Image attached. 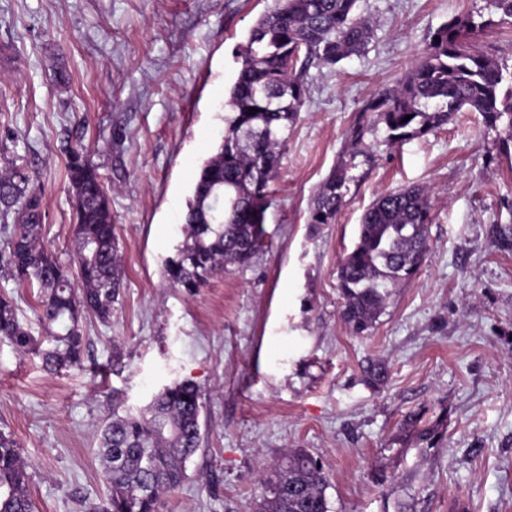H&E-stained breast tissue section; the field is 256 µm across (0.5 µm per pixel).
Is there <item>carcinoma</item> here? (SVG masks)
<instances>
[{
    "mask_svg": "<svg viewBox=\"0 0 512 512\" xmlns=\"http://www.w3.org/2000/svg\"><path fill=\"white\" fill-rule=\"evenodd\" d=\"M358 9L359 0H276L257 19L238 51L240 67L229 90L232 115L224 118V134L200 166L186 202L185 240L166 265L172 286L192 292L225 265L243 264L264 247L269 181L281 165L284 131L307 100L296 67L333 70L360 55L371 26ZM492 24L471 15L448 17L397 85L363 103L349 131L352 157L366 155L365 137L379 123L389 143L401 144L465 111L501 129L499 148L512 155V67L471 48L473 36ZM252 107L257 112L250 113ZM67 154L76 280L39 242L43 196L30 187L28 169L13 162L0 171V220L12 223L0 272L40 288L38 319L46 332L41 340L33 336L18 320L12 299L1 295L0 338L24 355H40L50 373L82 365V319L110 323L123 288L109 190L82 146H68ZM357 180L345 168L332 171L308 223H334L347 203L349 182ZM430 211L428 190L413 186L382 194L364 212L337 272L342 318L355 333L373 326L389 289L422 263ZM202 408L198 386L186 380L165 387L139 412L112 413L99 442L108 492L90 512H162L164 496L184 481L187 461L198 449ZM264 486L258 512H330L325 473L301 449L284 454ZM0 512H34L17 442L2 431Z\"/></svg>",
    "mask_w": 512,
    "mask_h": 512,
    "instance_id": "cac0c4a2",
    "label": "carcinoma"
}]
</instances>
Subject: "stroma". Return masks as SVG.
<instances>
[{
  "mask_svg": "<svg viewBox=\"0 0 512 512\" xmlns=\"http://www.w3.org/2000/svg\"><path fill=\"white\" fill-rule=\"evenodd\" d=\"M274 0H0V168L21 158L44 198L40 242L76 268L66 146L82 143L110 192L123 267L111 324L88 317L83 368L46 373L0 338V430L30 476L34 512H88L107 493L98 433L188 380L200 446L163 512H250L262 479L302 448L327 476L330 512H512V159L475 112L373 162L334 223L312 225L362 104L393 87L458 13L490 0H360L361 56L310 68L308 100L269 183L264 248L194 293L165 263L186 200L230 115L237 51ZM431 194L428 252L374 326L341 316L337 269L382 192ZM41 334L38 288L0 275ZM387 374L370 381L366 367Z\"/></svg>",
  "mask_w": 512,
  "mask_h": 512,
  "instance_id": "1",
  "label": "stroma"
}]
</instances>
